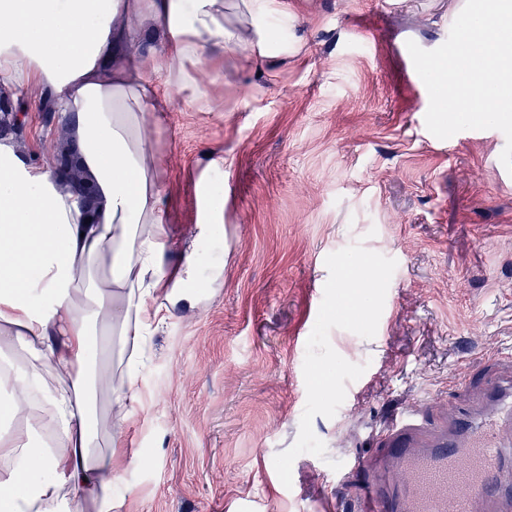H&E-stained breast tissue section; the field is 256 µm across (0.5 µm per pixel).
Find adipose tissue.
Returning a JSON list of instances; mask_svg holds the SVG:
<instances>
[{
    "instance_id": "obj_1",
    "label": "adipose tissue",
    "mask_w": 512,
    "mask_h": 512,
    "mask_svg": "<svg viewBox=\"0 0 512 512\" xmlns=\"http://www.w3.org/2000/svg\"><path fill=\"white\" fill-rule=\"evenodd\" d=\"M245 12L259 38L224 24ZM292 21L283 0H0V85L47 90L79 147L98 198L87 211L66 178L0 140V512H112L122 431L139 406L141 366L115 375L94 345L139 343L185 292L201 254L165 275L176 246L164 226L160 132L168 91L209 103L188 64L212 47L247 62L277 49Z\"/></svg>"
}]
</instances>
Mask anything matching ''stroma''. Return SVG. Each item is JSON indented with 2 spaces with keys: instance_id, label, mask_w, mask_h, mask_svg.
<instances>
[{
  "instance_id": "1",
  "label": "stroma",
  "mask_w": 512,
  "mask_h": 512,
  "mask_svg": "<svg viewBox=\"0 0 512 512\" xmlns=\"http://www.w3.org/2000/svg\"><path fill=\"white\" fill-rule=\"evenodd\" d=\"M287 2V54L247 64L213 48L202 62L219 74L211 105L172 94L151 142L169 234L192 236L201 194L223 193L224 222L203 246L195 308L176 306L137 350L143 406L112 512H339L392 409L448 420L480 403L486 376L512 371L503 134L433 136L407 61V41H446L465 0ZM11 99L8 137L51 162L61 124L42 112L44 95ZM213 151L224 169L197 187ZM359 240L397 267L373 338L331 331L366 371L334 417H315L326 456L299 455L287 487L273 459L299 435L325 258Z\"/></svg>"
}]
</instances>
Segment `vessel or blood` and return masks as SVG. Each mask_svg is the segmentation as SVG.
Listing matches in <instances>:
<instances>
[{"instance_id": "vessel-or-blood-1", "label": "vessel or blood", "mask_w": 512, "mask_h": 512, "mask_svg": "<svg viewBox=\"0 0 512 512\" xmlns=\"http://www.w3.org/2000/svg\"><path fill=\"white\" fill-rule=\"evenodd\" d=\"M354 512H512V376L449 426L409 406L375 434Z\"/></svg>"}]
</instances>
